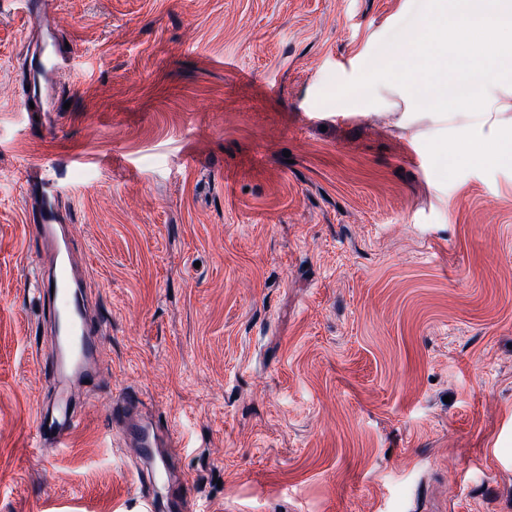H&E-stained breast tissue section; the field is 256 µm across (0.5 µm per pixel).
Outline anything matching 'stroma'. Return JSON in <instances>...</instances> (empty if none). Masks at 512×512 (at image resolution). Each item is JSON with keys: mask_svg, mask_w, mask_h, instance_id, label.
<instances>
[{"mask_svg": "<svg viewBox=\"0 0 512 512\" xmlns=\"http://www.w3.org/2000/svg\"><path fill=\"white\" fill-rule=\"evenodd\" d=\"M0 0V512H141L105 432L130 391L179 440L197 512H512V84L485 110L322 101L415 0H38L34 86ZM69 226L102 368L70 447L35 197Z\"/></svg>", "mask_w": 512, "mask_h": 512, "instance_id": "obj_1", "label": "stroma"}]
</instances>
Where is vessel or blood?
Masks as SVG:
<instances>
[{
	"label": "vessel or blood",
	"instance_id": "vessel-or-blood-1",
	"mask_svg": "<svg viewBox=\"0 0 512 512\" xmlns=\"http://www.w3.org/2000/svg\"><path fill=\"white\" fill-rule=\"evenodd\" d=\"M36 230L50 253L48 267L35 277L36 292L50 306L51 360L55 384L50 405L36 421L35 450L46 456L68 447L80 424L74 412L78 386L94 382L100 370V354L106 341L103 328L88 313V300L69 245V235L52 202H45L36 219ZM108 432L119 434L147 466L162 494L145 499V512H192L189 477L174 472L173 440L142 419L137 396L123 394L105 412Z\"/></svg>",
	"mask_w": 512,
	"mask_h": 512
}]
</instances>
